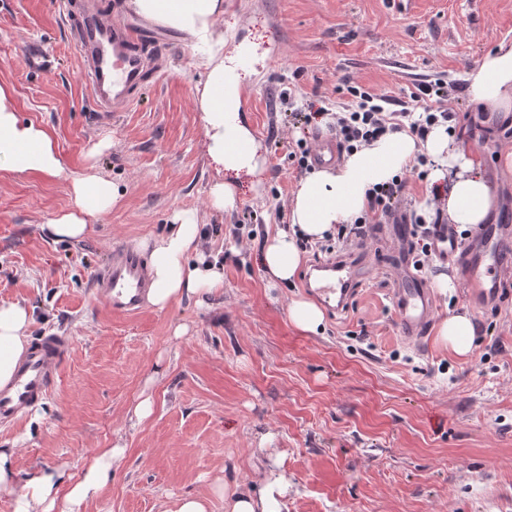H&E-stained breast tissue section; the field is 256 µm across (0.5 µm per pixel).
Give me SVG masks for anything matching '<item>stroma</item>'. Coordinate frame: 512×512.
Returning a JSON list of instances; mask_svg holds the SVG:
<instances>
[{
	"label": "stroma",
	"instance_id": "stroma-1",
	"mask_svg": "<svg viewBox=\"0 0 512 512\" xmlns=\"http://www.w3.org/2000/svg\"><path fill=\"white\" fill-rule=\"evenodd\" d=\"M101 3L149 24L165 58L112 118L95 115L57 0H0V86L52 133L71 170L96 167L119 193L82 239L57 241L47 225L72 204L66 182L0 172V302L33 307L30 339L71 342L50 395L0 426L18 484L39 468L77 476L118 444L125 456L85 512H164L188 493L212 497L220 480L255 491L273 467L288 478L289 512H512V299L471 309L456 270L429 261V287L444 275L455 283L435 293L437 319H472L473 351L460 358L436 333L419 345L399 335L386 290L395 258L371 235L360 240L366 280L317 334L288 319L290 302L310 296L303 272L272 287L261 264L305 176L296 140L332 131L320 120L293 128L288 113L342 111L352 82L411 110L420 84L445 82L456 142L497 201L512 200V127L467 96L469 71L512 40V0H224L214 35L225 57H245L240 112L260 145L255 174L225 171L207 153L195 104L204 68L190 40L123 0ZM31 43L53 55L51 70L27 67ZM104 138L108 148L90 156ZM218 182L234 187V209L208 206ZM181 210L197 214L199 253L223 262L222 293L111 313L94 274L114 247L140 248ZM146 389L155 412L131 424Z\"/></svg>",
	"mask_w": 512,
	"mask_h": 512
}]
</instances>
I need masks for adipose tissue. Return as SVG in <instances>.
I'll list each match as a JSON object with an SVG mask.
<instances>
[{
  "label": "adipose tissue",
  "mask_w": 512,
  "mask_h": 512,
  "mask_svg": "<svg viewBox=\"0 0 512 512\" xmlns=\"http://www.w3.org/2000/svg\"><path fill=\"white\" fill-rule=\"evenodd\" d=\"M138 14L153 18L187 35L208 58V70L197 100L210 156L230 170L259 172L262 161L256 140L239 114V74L225 64L224 43L214 39L217 20L224 13V0H128ZM468 94L481 112H512V42L487 53L468 77ZM238 150H230V143ZM426 155L432 183H447L441 207L449 223L467 229L484 223L493 202L490 184L479 173L472 153L463 151L444 126H435L426 141L399 132L387 134L369 146L348 155L336 169L312 172L299 184L289 215V231L266 239L261 263L272 282L290 280L301 261L294 232L320 240L339 224L354 223L365 210L367 192L391 182ZM0 171L18 175H41L65 179L73 198L68 210L54 217L50 234L59 240L81 239L91 222L111 210L118 192L111 180L94 171L70 170L50 133L24 119L10 92L0 87ZM199 226L193 212L174 215L169 233L157 238L149 255L153 286L147 300L154 309H167L177 299L204 300L224 286V268L219 261L191 263ZM33 311L19 303H0V383L11 380L28 343ZM473 324L468 315L455 314L439 327L440 345L465 358L472 352ZM124 455L123 447L102 451L83 468L78 479L62 487L54 469H40L17 485L12 453L0 448V491L12 493L13 512H84L86 503L106 484L112 467ZM224 496V512H288V479L270 472L255 493L229 491L215 485Z\"/></svg>",
  "instance_id": "adipose-tissue-1"
}]
</instances>
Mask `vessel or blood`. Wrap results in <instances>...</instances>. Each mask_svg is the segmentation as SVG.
<instances>
[{
  "mask_svg": "<svg viewBox=\"0 0 512 512\" xmlns=\"http://www.w3.org/2000/svg\"><path fill=\"white\" fill-rule=\"evenodd\" d=\"M66 22L80 61V77L92 99L104 116L126 111L145 77L141 29L106 19L99 0H86L83 11L67 15ZM376 234L381 242H394L399 257V275L390 288L399 333L408 342L423 343L436 307L426 281L409 268L407 229L401 223L386 224ZM436 240L438 257L457 270L472 307L499 304L505 276L512 272V225H483L476 237L462 243L441 224ZM366 275L363 249L356 246L315 261L304 284L327 310L340 314ZM92 286L112 313L133 315L142 309L153 281L147 261L134 248L120 246L95 274ZM68 348V338L59 334L35 341L19 361L11 381L0 385V426L15 423L47 397Z\"/></svg>",
  "mask_w": 512,
  "mask_h": 512,
  "instance_id": "obj_1",
  "label": "vessel or blood"
}]
</instances>
